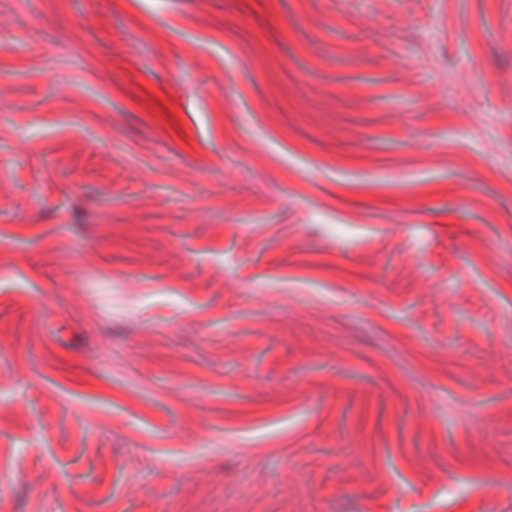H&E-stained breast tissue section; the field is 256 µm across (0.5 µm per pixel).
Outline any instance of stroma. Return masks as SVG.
I'll list each match as a JSON object with an SVG mask.
<instances>
[{"mask_svg":"<svg viewBox=\"0 0 512 512\" xmlns=\"http://www.w3.org/2000/svg\"><path fill=\"white\" fill-rule=\"evenodd\" d=\"M0 512H512V0H0Z\"/></svg>","mask_w":512,"mask_h":512,"instance_id":"1","label":"stroma"}]
</instances>
